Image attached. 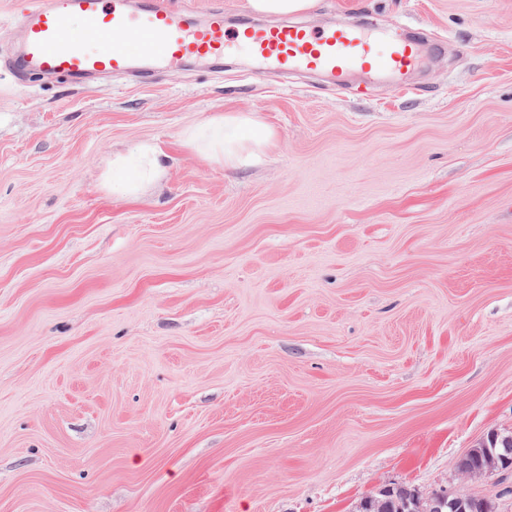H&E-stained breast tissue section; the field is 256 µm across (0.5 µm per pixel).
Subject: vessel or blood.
Segmentation results:
<instances>
[{"label":"vessel or blood","instance_id":"obj_1","mask_svg":"<svg viewBox=\"0 0 512 512\" xmlns=\"http://www.w3.org/2000/svg\"><path fill=\"white\" fill-rule=\"evenodd\" d=\"M97 36L90 49L74 26ZM12 32L21 34L20 60L38 75L82 83L91 75L123 72L141 64L175 67L189 59L221 60L247 55L260 67L315 70L333 77L355 69L398 75L421 56L415 39L349 25L224 27V11L197 21L192 11L173 10L168 0H23Z\"/></svg>","mask_w":512,"mask_h":512}]
</instances>
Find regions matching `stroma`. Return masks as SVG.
Instances as JSON below:
<instances>
[{
  "label": "stroma",
  "instance_id": "35a3bbf8",
  "mask_svg": "<svg viewBox=\"0 0 512 512\" xmlns=\"http://www.w3.org/2000/svg\"><path fill=\"white\" fill-rule=\"evenodd\" d=\"M422 34L400 78L239 56L104 85L0 40V512H354L512 429V0H317ZM270 126L227 172L181 143ZM150 141L165 180L103 186ZM182 143L225 170H231L259 160L273 144V133L254 115L225 114L187 128Z\"/></svg>",
  "mask_w": 512,
  "mask_h": 512
}]
</instances>
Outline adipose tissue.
Listing matches in <instances>:
<instances>
[{
	"mask_svg": "<svg viewBox=\"0 0 512 512\" xmlns=\"http://www.w3.org/2000/svg\"><path fill=\"white\" fill-rule=\"evenodd\" d=\"M185 147L231 170L260 159L273 143L271 129L251 114L216 115L187 128ZM167 155L156 144L139 142L114 154L106 185L118 198L138 197L167 174Z\"/></svg>",
	"mask_w": 512,
	"mask_h": 512,
	"instance_id": "obj_1",
	"label": "adipose tissue"
}]
</instances>
